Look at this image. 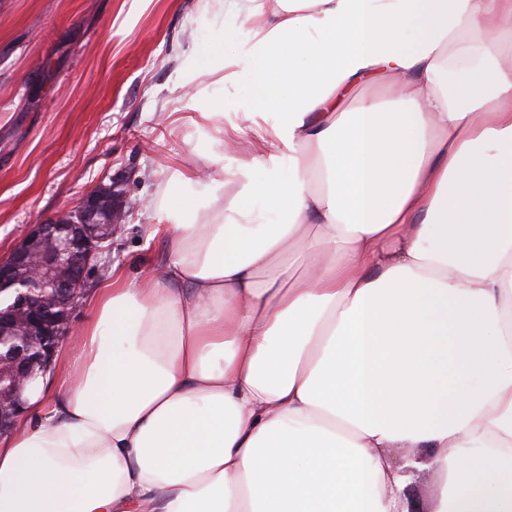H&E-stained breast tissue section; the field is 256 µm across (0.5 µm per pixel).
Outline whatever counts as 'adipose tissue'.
Masks as SVG:
<instances>
[{
    "instance_id": "ef3b65f1",
    "label": "adipose tissue",
    "mask_w": 512,
    "mask_h": 512,
    "mask_svg": "<svg viewBox=\"0 0 512 512\" xmlns=\"http://www.w3.org/2000/svg\"><path fill=\"white\" fill-rule=\"evenodd\" d=\"M252 135L238 201L168 183L0 442V512H512V0H211ZM238 221L225 220V210ZM397 448L423 461L397 464ZM441 476L431 469L417 470L409 485L410 493L427 512H434Z\"/></svg>"
}]
</instances>
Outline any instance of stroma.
Listing matches in <instances>:
<instances>
[{
	"instance_id": "1",
	"label": "stroma",
	"mask_w": 512,
	"mask_h": 512,
	"mask_svg": "<svg viewBox=\"0 0 512 512\" xmlns=\"http://www.w3.org/2000/svg\"><path fill=\"white\" fill-rule=\"evenodd\" d=\"M223 27L210 0H0V259L35 219L110 185L144 206L89 283L115 265L141 277L165 258L147 228L170 221L157 205L167 182L189 176L186 192L205 203L238 194L241 161L257 183L287 174V143L223 149L232 127L278 119L237 110L250 88L204 74Z\"/></svg>"
}]
</instances>
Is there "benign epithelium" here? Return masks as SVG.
Masks as SVG:
<instances>
[{"label": "benign epithelium", "mask_w": 512, "mask_h": 512, "mask_svg": "<svg viewBox=\"0 0 512 512\" xmlns=\"http://www.w3.org/2000/svg\"><path fill=\"white\" fill-rule=\"evenodd\" d=\"M143 205L110 186L95 188L73 209L29 225L0 259V346L10 336L31 341L0 353V437L13 434L27 413L23 394L51 367L58 338L70 329L82 288L110 252L117 226Z\"/></svg>", "instance_id": "1"}]
</instances>
